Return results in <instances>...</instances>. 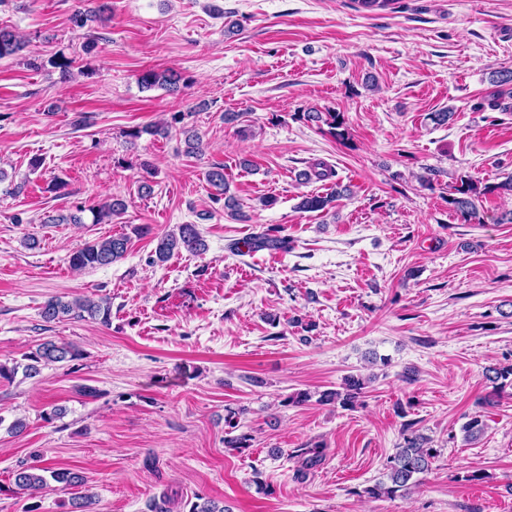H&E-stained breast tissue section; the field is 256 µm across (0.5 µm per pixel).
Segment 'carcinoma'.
<instances>
[{
  "label": "carcinoma",
  "mask_w": 512,
  "mask_h": 512,
  "mask_svg": "<svg viewBox=\"0 0 512 512\" xmlns=\"http://www.w3.org/2000/svg\"><path fill=\"white\" fill-rule=\"evenodd\" d=\"M23 50V44L13 31L6 27L0 28V59L11 56ZM138 82L141 87L150 89L156 85L175 88L178 79L167 72L148 70L143 72ZM305 118L313 122H325L338 137L345 136L343 120L337 112H309ZM334 176L333 170L324 162H318L309 170L299 173L300 179L310 181L316 179L326 180ZM208 181L215 190L224 196V207H235L234 197L230 194V185L224 179V168L215 167L208 173ZM452 193L448 196V204L452 205L460 217L470 222L480 220L475 200L487 193L512 195V176L507 180L495 184H481L469 177L460 180L457 185L451 186ZM341 192L336 190L324 196L305 195L298 203V209L304 212H315L326 209ZM125 202L112 198L110 201L91 208L93 223L102 224L112 222V218L124 213ZM128 249V237L125 235L112 236L102 241L85 243L80 249L70 256V264L77 271L93 270L108 266L122 259ZM206 249V243L201 230L196 224H180L177 231L157 237L155 248V260L166 262L175 255L183 252L197 254ZM292 249V241L281 234V228L270 227L249 238L248 252L256 253L264 250L288 252ZM111 303L106 298L97 300L89 297H74L65 300L61 296L48 298L42 306L41 316L47 323L64 317L84 320L90 318L104 324L111 319ZM79 356L78 351L68 344H57L46 341L40 345L37 351L26 356L28 363L23 366L24 376L34 378L41 373V367L51 363L72 361ZM485 378L492 384V396L502 397L507 389H512V364L501 368L490 367L485 372ZM346 392L326 391L321 394L320 401H340L344 407H354L365 386L364 378L359 375H349L344 379ZM224 447L238 451L250 447L251 436L245 432H237L238 423L234 417L224 419ZM485 430V424L481 417L473 416L466 421L461 431L465 439L476 440ZM439 450L431 445L428 438L413 429V424L407 423L403 427V444L387 460V482H380L373 487L365 489V492L373 498L386 496L394 498L398 493L411 487L414 476L429 470L432 461L438 456ZM62 484L70 488H78L85 485V477L76 469H55L43 463L23 464L16 470L14 483L22 491L37 492L47 488L50 482Z\"/></svg>",
  "instance_id": "obj_1"
}]
</instances>
